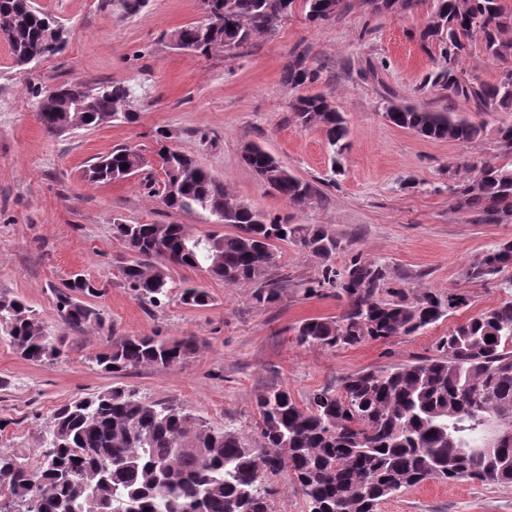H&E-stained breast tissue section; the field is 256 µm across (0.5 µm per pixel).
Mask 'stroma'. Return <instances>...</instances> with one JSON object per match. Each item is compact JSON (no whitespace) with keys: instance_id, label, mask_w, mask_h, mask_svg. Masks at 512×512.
<instances>
[{"instance_id":"35a3bbf8","label":"stroma","mask_w":512,"mask_h":512,"mask_svg":"<svg viewBox=\"0 0 512 512\" xmlns=\"http://www.w3.org/2000/svg\"><path fill=\"white\" fill-rule=\"evenodd\" d=\"M126 3L33 0L70 37L60 55L25 68L16 66L0 40V297L26 300L56 333L53 291L81 271L103 288L96 304L116 334L193 336L198 346L178 367L140 368L115 379L94 359L104 333H66L62 355L44 362L22 359L0 334V450L21 452L35 463L56 407L115 385L250 436L255 401L268 389H288L302 402L346 375L435 356L454 324L512 301V266L491 280L465 275L489 246L512 241V222L481 224L448 201L446 171L463 163L467 148L423 138L383 116L390 101L454 112L483 124L479 152L500 157L497 130L512 125V112H476L426 87L440 58L438 47L422 48L417 38L426 9L370 15L355 8L316 25L296 7L275 34L229 57L170 45L175 30L201 21L199 0H140L134 11ZM298 52L320 70L317 83L297 88L284 80ZM58 83L129 85L137 119L48 137L37 121L34 94ZM302 93L323 94L343 112L350 147L338 160H331L321 129L296 124L289 106ZM162 135L251 209L283 224L330 229L339 242L336 253L324 260L295 243L279 244L280 296L270 304L256 303L253 287L228 286L188 267L170 269L174 286L206 289L208 306L188 307L174 296L158 307L139 301L120 274L126 250L113 235L115 219L181 224L200 236L225 231L148 196L140 177L84 179L90 161L118 145L154 157ZM248 142L311 184L307 206L292 207L261 184L241 159ZM355 256L383 266L387 287L459 293L466 303L424 331L388 342L330 350L298 346L293 329L302 320L336 316L344 308L335 289L313 295L310 286L325 264L340 269ZM380 512H512V486L433 480L392 497Z\"/></svg>"}]
</instances>
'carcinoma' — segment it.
<instances>
[{
	"label": "carcinoma",
	"mask_w": 512,
	"mask_h": 512,
	"mask_svg": "<svg viewBox=\"0 0 512 512\" xmlns=\"http://www.w3.org/2000/svg\"><path fill=\"white\" fill-rule=\"evenodd\" d=\"M205 13L228 14L234 29L190 23L180 36L206 55L226 43L239 49L258 36L273 34L296 0H200ZM358 0L373 13L412 12L432 5L422 46L440 49L437 70L426 85L448 92L478 112L512 110V10L503 0ZM309 22L327 24L353 7V0H302ZM485 55L505 64L496 82L487 83L457 69L474 33ZM68 32L31 0H0V40L11 47L15 64L30 55L43 59L62 53ZM319 73L305 55L288 62L285 80L294 86L317 82ZM67 93L84 101L80 111H62L55 99L40 98L37 117L50 137L65 126L93 128L114 120L132 122L133 92L117 83L88 87L66 83ZM385 111L393 125L423 138L475 147L484 127L454 113L409 104ZM302 127L322 129L331 161L348 148V129L334 102L322 94H302L290 105ZM162 179L151 190L172 209L199 213L216 224L233 214V232L215 234L208 244L182 224H113L114 236L130 255L121 266L125 285L142 302L156 306L172 290L169 269L195 268L226 285H254L258 303L279 298L276 262L279 242L292 241L329 259L339 247L321 226L280 224L239 201L222 182L182 151L163 145L157 152ZM243 162L261 181L294 207L312 196L311 185L291 174L262 147L251 145ZM127 168H122V165ZM148 166L134 147H115L84 172L91 182H122ZM464 180L448 172L452 208L476 215L482 224L512 220V161L497 164L478 152L468 155ZM512 265V242L484 251L466 270L469 279L488 280ZM386 274L360 257L342 271L327 266L317 287L338 289L343 312L315 317L294 328L296 343L334 349L366 341L410 336L465 304L457 294L431 290L411 294L384 288ZM386 291L387 297L380 295ZM102 294L93 280L75 273L54 289L63 330L105 329L98 306ZM182 304L205 307L210 296L185 286ZM0 333L16 352L33 362L60 356L61 339L50 332L32 306L0 297ZM494 340L487 341V336ZM197 349L193 336L164 340L155 336L109 334L96 364L117 377L150 367L181 365ZM442 354L389 370L366 369L347 375L340 387L324 386L300 403L286 389H271L256 401L255 437L213 428L191 410L149 401L134 389L114 387L55 409L45 425L37 463L0 453V512H272L270 481L286 471L306 512H378L391 496L430 478L476 480L512 486V446L489 449L485 421L512 419V301L457 323L441 343Z\"/></svg>",
	"instance_id": "1"
}]
</instances>
